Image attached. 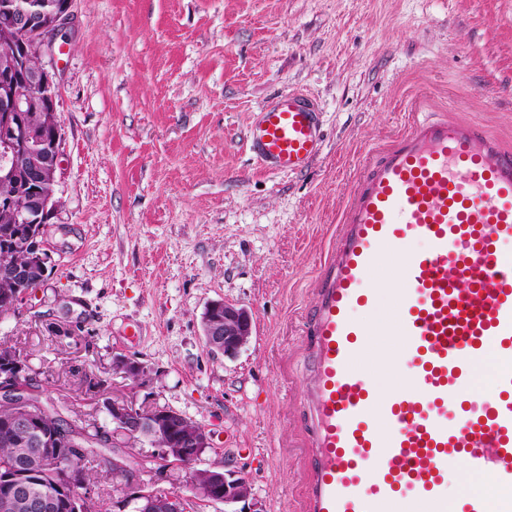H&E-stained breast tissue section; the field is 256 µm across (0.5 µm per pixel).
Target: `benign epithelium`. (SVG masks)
<instances>
[{"label": "benign epithelium", "mask_w": 512, "mask_h": 512, "mask_svg": "<svg viewBox=\"0 0 512 512\" xmlns=\"http://www.w3.org/2000/svg\"><path fill=\"white\" fill-rule=\"evenodd\" d=\"M3 10L8 14V40L0 43V146L4 152L16 153L30 143L31 137L19 135L25 112L39 95L55 102L56 86L52 76L45 69L34 73L28 71L31 57H41L53 52L54 36L68 26L73 19V0H7ZM60 130L50 140L35 139V148L41 154L54 158L60 155ZM57 165L43 166L35 160L24 170L0 167V183L5 186H40L34 207L20 211L16 220L20 224L44 226L56 208L54 184ZM203 335L207 347L226 357L236 355L252 336V319L249 312L224 300L210 302L204 312ZM145 373L144 367L122 356L112 361V374L124 379H139ZM10 400L14 410L11 417L13 427L28 430L38 421L40 405L28 399L22 387L3 388L0 386V404ZM112 446L126 448L128 442L150 441L154 436H166V447L160 453L166 457L185 455L188 448L210 447V436L206 429L197 424L187 425L188 418L174 410L163 409L156 413L154 408H140L135 403L118 396H112ZM51 443L39 442L35 449H20L12 463V475L4 477L8 485L0 497V509L4 512H82L85 492L76 476L61 475L67 497L57 501L33 480L24 476L34 474L43 458L51 453ZM210 499L216 503L236 504L252 495L250 482L232 470L209 467ZM119 496L112 501L117 512H186L185 500L170 492L150 491L139 480L133 478L118 486Z\"/></svg>", "instance_id": "obj_1"}]
</instances>
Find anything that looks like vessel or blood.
I'll return each instance as SVG.
<instances>
[{
    "mask_svg": "<svg viewBox=\"0 0 512 512\" xmlns=\"http://www.w3.org/2000/svg\"><path fill=\"white\" fill-rule=\"evenodd\" d=\"M423 107L416 99L405 131L364 161L312 292L302 512H448V485L462 475L504 494L493 508L469 494L459 512H512V151ZM248 142L267 169L299 172L320 151V114L281 92ZM407 238L428 247L400 249ZM386 257L398 266L387 366L403 385L383 396L353 312L374 311L368 283ZM490 353L499 368L472 394L474 366Z\"/></svg>",
    "mask_w": 512,
    "mask_h": 512,
    "instance_id": "b4317fda",
    "label": "vessel or blood"
}]
</instances>
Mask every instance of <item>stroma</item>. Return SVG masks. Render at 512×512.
Returning a JSON list of instances; mask_svg holds the SVG:
<instances>
[{"label":"stroma","instance_id":"stroma-1","mask_svg":"<svg viewBox=\"0 0 512 512\" xmlns=\"http://www.w3.org/2000/svg\"><path fill=\"white\" fill-rule=\"evenodd\" d=\"M56 45L40 59L62 129L49 275L0 317V340L27 354L44 398L102 430L114 395L201 424L202 466L291 512L301 329L341 209L415 96L512 147V0H74ZM288 90L318 102L323 144L284 175L246 135ZM220 299L253 321L233 357L204 341ZM117 355L145 377L113 376Z\"/></svg>","mask_w":512,"mask_h":512}]
</instances>
